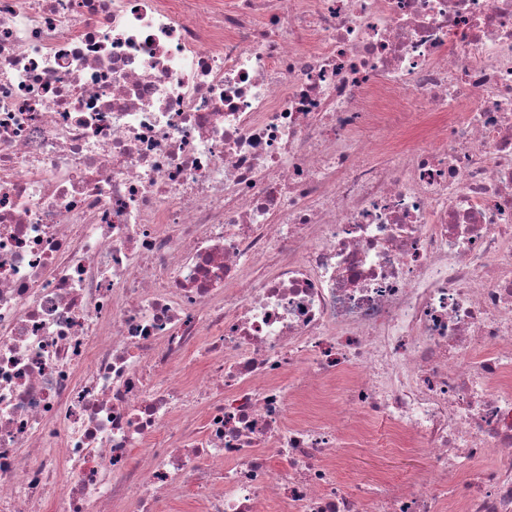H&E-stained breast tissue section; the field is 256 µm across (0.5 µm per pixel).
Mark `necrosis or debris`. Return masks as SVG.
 Returning a JSON list of instances; mask_svg holds the SVG:
<instances>
[{
    "label": "necrosis or debris",
    "mask_w": 512,
    "mask_h": 512,
    "mask_svg": "<svg viewBox=\"0 0 512 512\" xmlns=\"http://www.w3.org/2000/svg\"><path fill=\"white\" fill-rule=\"evenodd\" d=\"M183 503L512 512V0H0V512ZM423 469L420 458L406 453H371L354 458L353 475L362 480H375L381 477L418 476Z\"/></svg>",
    "instance_id": "1"
}]
</instances>
